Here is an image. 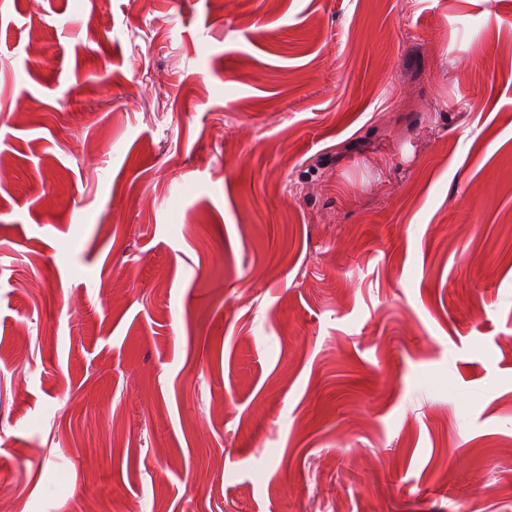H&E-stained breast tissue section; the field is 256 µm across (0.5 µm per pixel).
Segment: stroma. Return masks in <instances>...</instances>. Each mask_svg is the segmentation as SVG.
Instances as JSON below:
<instances>
[{"mask_svg": "<svg viewBox=\"0 0 512 512\" xmlns=\"http://www.w3.org/2000/svg\"><path fill=\"white\" fill-rule=\"evenodd\" d=\"M5 512H512V0H0Z\"/></svg>", "mask_w": 512, "mask_h": 512, "instance_id": "stroma-1", "label": "stroma"}]
</instances>
